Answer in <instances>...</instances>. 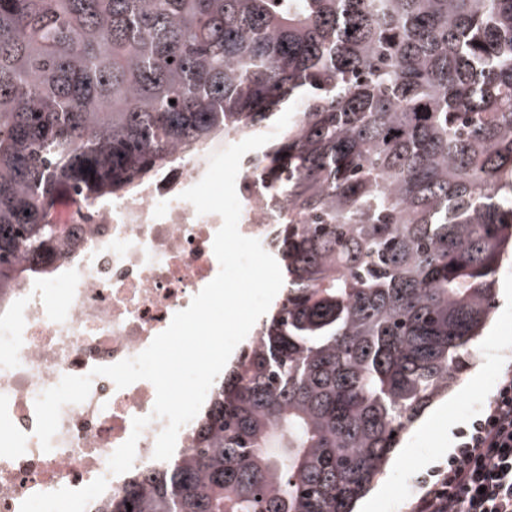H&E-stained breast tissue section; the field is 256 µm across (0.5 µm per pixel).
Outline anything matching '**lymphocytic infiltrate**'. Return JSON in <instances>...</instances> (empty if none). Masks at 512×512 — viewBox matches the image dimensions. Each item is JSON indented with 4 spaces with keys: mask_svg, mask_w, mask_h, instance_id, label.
Listing matches in <instances>:
<instances>
[{
    "mask_svg": "<svg viewBox=\"0 0 512 512\" xmlns=\"http://www.w3.org/2000/svg\"><path fill=\"white\" fill-rule=\"evenodd\" d=\"M445 462L423 481L411 512H512V369L480 418L460 429Z\"/></svg>",
    "mask_w": 512,
    "mask_h": 512,
    "instance_id": "1",
    "label": "lymphocytic infiltrate"
}]
</instances>
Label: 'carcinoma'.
Here are the masks:
<instances>
[{"label": "carcinoma", "instance_id": "1", "mask_svg": "<svg viewBox=\"0 0 512 512\" xmlns=\"http://www.w3.org/2000/svg\"><path fill=\"white\" fill-rule=\"evenodd\" d=\"M295 101L252 163L284 270L259 344L97 512H354L512 255V0H0L1 292L50 274L58 204Z\"/></svg>", "mask_w": 512, "mask_h": 512}]
</instances>
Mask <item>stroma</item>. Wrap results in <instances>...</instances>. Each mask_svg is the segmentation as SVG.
Instances as JSON below:
<instances>
[{"label": "stroma", "instance_id": "1", "mask_svg": "<svg viewBox=\"0 0 512 512\" xmlns=\"http://www.w3.org/2000/svg\"><path fill=\"white\" fill-rule=\"evenodd\" d=\"M497 300L489 323L475 342V357L453 391L440 397L403 435L394 459L358 505V512H409L422 493L420 478L448 456V431L480 415L500 370L512 365V262L497 282Z\"/></svg>", "mask_w": 512, "mask_h": 512}]
</instances>
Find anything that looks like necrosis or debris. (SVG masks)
<instances>
[{"label": "necrosis or debris", "mask_w": 512, "mask_h": 512, "mask_svg": "<svg viewBox=\"0 0 512 512\" xmlns=\"http://www.w3.org/2000/svg\"><path fill=\"white\" fill-rule=\"evenodd\" d=\"M216 139L178 154L135 193L66 223L53 274L0 299V512H95L119 495L128 474H112L107 453L150 416L152 383L117 388L95 377L86 401L63 407L51 451L34 434L35 401L66 375L137 356L219 271L216 214H197L181 194L199 182Z\"/></svg>", "instance_id": "1"}]
</instances>
